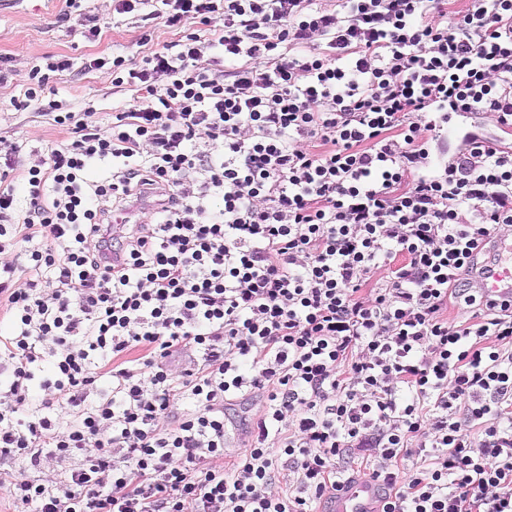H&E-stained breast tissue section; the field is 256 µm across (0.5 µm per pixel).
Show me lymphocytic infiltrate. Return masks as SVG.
Wrapping results in <instances>:
<instances>
[{"instance_id": "1", "label": "lymphocytic infiltrate", "mask_w": 512, "mask_h": 512, "mask_svg": "<svg viewBox=\"0 0 512 512\" xmlns=\"http://www.w3.org/2000/svg\"><path fill=\"white\" fill-rule=\"evenodd\" d=\"M140 9L204 30L85 62L135 93L108 131L54 104L70 137L40 165L0 140V253L26 244L28 275L0 265L12 512H316L359 459L379 512H512V306L470 280L512 224V0L115 7ZM434 112L493 129L434 171ZM138 205L151 223L115 225ZM262 396L259 393H255L253 396L248 397L245 400H241L238 402H234L235 404L232 407H229L227 410L228 418L232 421L234 429L230 436L231 443L229 444L232 447L238 449L243 446V444L247 443L248 437L246 434L237 433L236 427L243 422V419H252L257 417L262 410Z\"/></svg>"}]
</instances>
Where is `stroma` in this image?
<instances>
[{
    "label": "stroma",
    "mask_w": 512,
    "mask_h": 512,
    "mask_svg": "<svg viewBox=\"0 0 512 512\" xmlns=\"http://www.w3.org/2000/svg\"><path fill=\"white\" fill-rule=\"evenodd\" d=\"M80 9L102 17L97 39L90 41L81 35L66 0H0V70L6 74L0 81V139L21 145L26 164L47 158L51 147L65 137L38 105L17 111L10 104L33 66L43 64L48 56H66L78 65L91 57L114 55L137 61L143 50L161 48L181 36L162 19L117 14L110 2L81 0ZM45 96L76 111L93 104L95 119L103 126L108 125L112 112L133 102L130 91L114 88L110 77L100 71L51 78Z\"/></svg>",
    "instance_id": "obj_1"
}]
</instances>
